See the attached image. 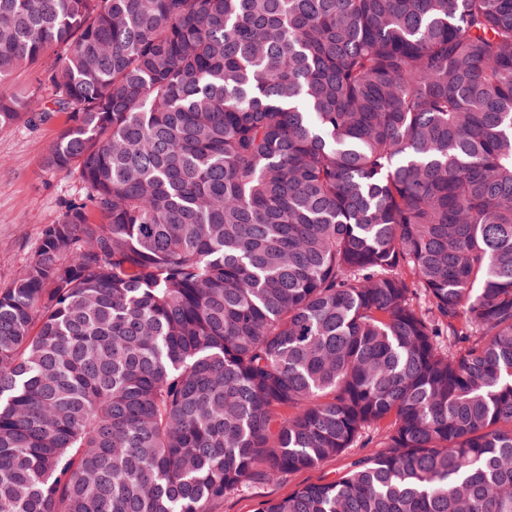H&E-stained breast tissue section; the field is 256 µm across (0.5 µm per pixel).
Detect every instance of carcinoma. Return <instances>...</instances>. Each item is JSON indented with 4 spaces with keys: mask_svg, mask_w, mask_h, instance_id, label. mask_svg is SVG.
I'll return each mask as SVG.
<instances>
[{
    "mask_svg": "<svg viewBox=\"0 0 512 512\" xmlns=\"http://www.w3.org/2000/svg\"><path fill=\"white\" fill-rule=\"evenodd\" d=\"M19 70L83 194L0 290V512H214L370 431L260 512H512V0H0ZM383 449L347 448L340 455L322 462L315 468L299 470L275 481L251 483L240 491L224 495V501L215 506L216 512H258L264 503L286 498L302 485L338 478L360 457Z\"/></svg>",
    "mask_w": 512,
    "mask_h": 512,
    "instance_id": "1",
    "label": "carcinoma"
}]
</instances>
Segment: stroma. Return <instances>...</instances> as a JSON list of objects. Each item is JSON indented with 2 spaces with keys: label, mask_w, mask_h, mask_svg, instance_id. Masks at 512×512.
<instances>
[{
  "label": "stroma",
  "mask_w": 512,
  "mask_h": 512,
  "mask_svg": "<svg viewBox=\"0 0 512 512\" xmlns=\"http://www.w3.org/2000/svg\"><path fill=\"white\" fill-rule=\"evenodd\" d=\"M65 121L60 113L36 126L0 130V289L23 271L44 225L58 222L65 202L82 192L78 171L55 173L43 164ZM364 454V449L349 448L315 468L251 483L226 494L216 512H259L264 503L286 498L302 485L338 478Z\"/></svg>",
  "instance_id": "obj_1"
}]
</instances>
